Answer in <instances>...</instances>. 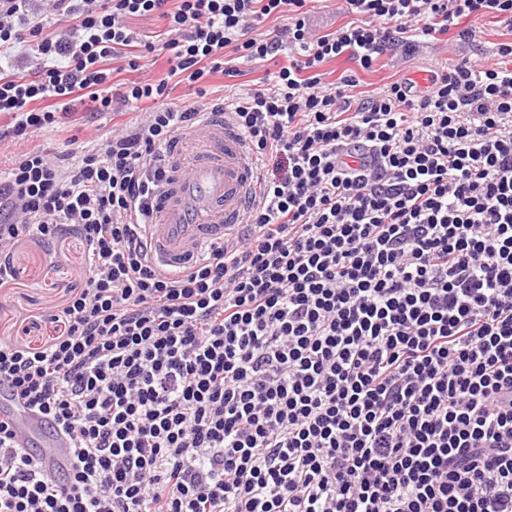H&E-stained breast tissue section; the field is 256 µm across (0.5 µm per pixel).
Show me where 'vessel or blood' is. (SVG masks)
Segmentation results:
<instances>
[{
	"label": "vessel or blood",
	"mask_w": 512,
	"mask_h": 512,
	"mask_svg": "<svg viewBox=\"0 0 512 512\" xmlns=\"http://www.w3.org/2000/svg\"><path fill=\"white\" fill-rule=\"evenodd\" d=\"M168 165L149 224L150 256L163 268L179 270L242 224L258 191L257 170L240 131L227 115L212 112L178 135ZM13 417L21 445H29L40 431L38 418L18 410ZM43 446L41 461L50 469L67 458L70 441L54 435Z\"/></svg>",
	"instance_id": "obj_1"
}]
</instances>
